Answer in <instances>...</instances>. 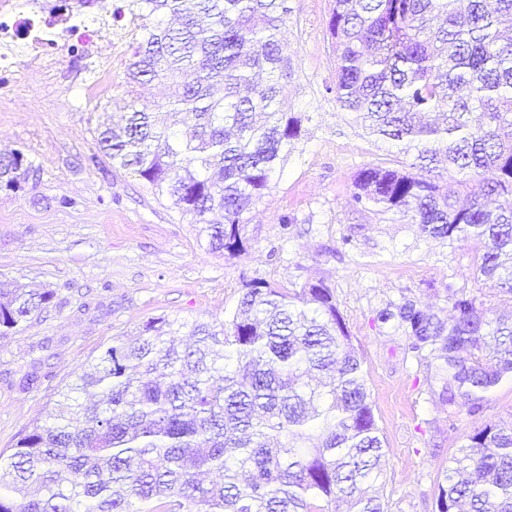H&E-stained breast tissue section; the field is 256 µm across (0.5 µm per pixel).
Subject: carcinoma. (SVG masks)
I'll list each match as a JSON object with an SVG mask.
<instances>
[{
    "instance_id": "obj_1",
    "label": "carcinoma",
    "mask_w": 512,
    "mask_h": 512,
    "mask_svg": "<svg viewBox=\"0 0 512 512\" xmlns=\"http://www.w3.org/2000/svg\"><path fill=\"white\" fill-rule=\"evenodd\" d=\"M131 35L125 125L102 153L165 197L207 250L245 251L242 226L302 151L313 113L282 89L294 0H118ZM94 0H56L52 24ZM325 92L378 140L412 156L362 168L350 201L409 218L432 238L472 241L485 280L512 295V0H332ZM167 85L166 101L144 89ZM454 171L466 203L440 184ZM33 161L0 156V188ZM441 319L406 298L378 313L466 414L512 378V317L448 291ZM51 300L0 286V335ZM47 420L0 452V512H384L383 450L370 392L328 286L253 280L229 319L151 318L115 338L62 389ZM438 512H512V421L467 436L438 482Z\"/></svg>"
}]
</instances>
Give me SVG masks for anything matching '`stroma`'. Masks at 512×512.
Masks as SVG:
<instances>
[{"label": "stroma", "instance_id": "obj_1", "mask_svg": "<svg viewBox=\"0 0 512 512\" xmlns=\"http://www.w3.org/2000/svg\"><path fill=\"white\" fill-rule=\"evenodd\" d=\"M288 51L297 78L284 94L315 115L301 152L242 228L235 257L209 252L195 225L141 181L115 171L98 145V125L116 121L128 45L104 33L98 53L59 39L43 61L10 44L0 86V153L23 151L39 167L24 189H0V282L53 294L19 331L0 336V451H11L44 420L58 390L114 337L153 317L224 319L246 282L284 288L324 281L351 335L370 390L385 457V512H437L438 475L474 430L512 420V380L469 416L443 405L440 384L409 340L378 312L411 297L449 318V291L500 313L512 295L475 271L472 245L434 240L391 213H358L356 173L391 166L398 147L377 141L323 91L334 74L325 35L330 0H296ZM70 205H61V198ZM299 221L283 228L281 216Z\"/></svg>", "mask_w": 512, "mask_h": 512}]
</instances>
